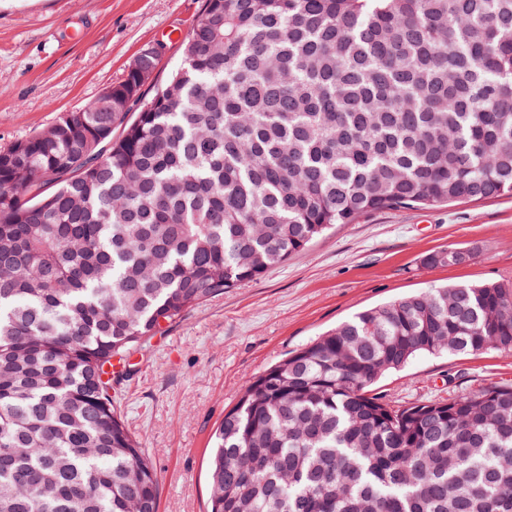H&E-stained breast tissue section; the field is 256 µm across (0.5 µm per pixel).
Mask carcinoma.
<instances>
[{
  "label": "carcinoma",
  "mask_w": 512,
  "mask_h": 512,
  "mask_svg": "<svg viewBox=\"0 0 512 512\" xmlns=\"http://www.w3.org/2000/svg\"><path fill=\"white\" fill-rule=\"evenodd\" d=\"M0 149V512H158L104 367L337 224L512 194V0H204ZM512 354V282L361 310L250 381L209 512H512V384L395 407L421 354Z\"/></svg>",
  "instance_id": "obj_1"
}]
</instances>
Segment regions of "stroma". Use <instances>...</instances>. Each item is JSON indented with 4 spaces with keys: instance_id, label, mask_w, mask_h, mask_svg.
Returning a JSON list of instances; mask_svg holds the SVG:
<instances>
[{
    "instance_id": "obj_1",
    "label": "stroma",
    "mask_w": 512,
    "mask_h": 512,
    "mask_svg": "<svg viewBox=\"0 0 512 512\" xmlns=\"http://www.w3.org/2000/svg\"><path fill=\"white\" fill-rule=\"evenodd\" d=\"M203 0H0V148L90 105L143 48L181 62ZM469 250L461 266L429 252ZM512 279V196L399 208L340 224L258 280L188 309L133 351L116 409L159 480L160 512H208L213 432L246 384L356 312L428 288ZM512 382V355H420L374 391L407 406Z\"/></svg>"
}]
</instances>
